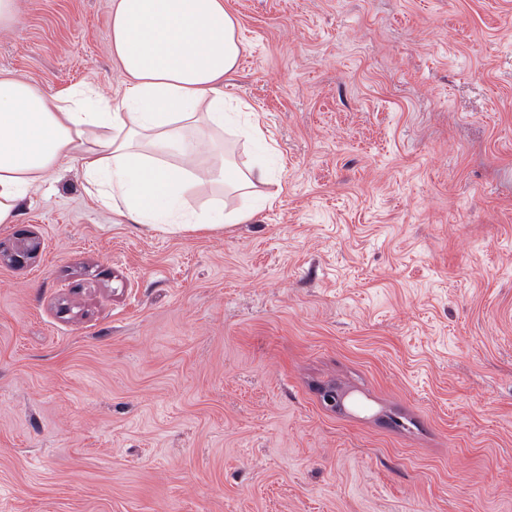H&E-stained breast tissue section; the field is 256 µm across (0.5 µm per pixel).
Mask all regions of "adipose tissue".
I'll list each match as a JSON object with an SVG mask.
<instances>
[{"label":"adipose tissue","instance_id":"1","mask_svg":"<svg viewBox=\"0 0 512 512\" xmlns=\"http://www.w3.org/2000/svg\"><path fill=\"white\" fill-rule=\"evenodd\" d=\"M224 0H111L110 53L125 78L119 104L79 86L52 93L0 74V224L34 190L78 162L98 201L136 224L215 227L250 220L192 208L201 181L255 195L267 170L224 157V128L256 141L258 119L224 109V78L244 50Z\"/></svg>","mask_w":512,"mask_h":512}]
</instances>
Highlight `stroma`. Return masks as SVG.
Instances as JSON below:
<instances>
[{"label": "stroma", "mask_w": 512, "mask_h": 512, "mask_svg": "<svg viewBox=\"0 0 512 512\" xmlns=\"http://www.w3.org/2000/svg\"><path fill=\"white\" fill-rule=\"evenodd\" d=\"M224 7L274 199L144 226L74 163L0 224V512H512V0ZM108 42L14 0L0 73L117 102ZM24 236L26 237L17 239L9 251H5L4 246L0 248V261L7 260L22 265L25 259L33 257L39 251V238L33 234H24Z\"/></svg>", "instance_id": "obj_1"}]
</instances>
